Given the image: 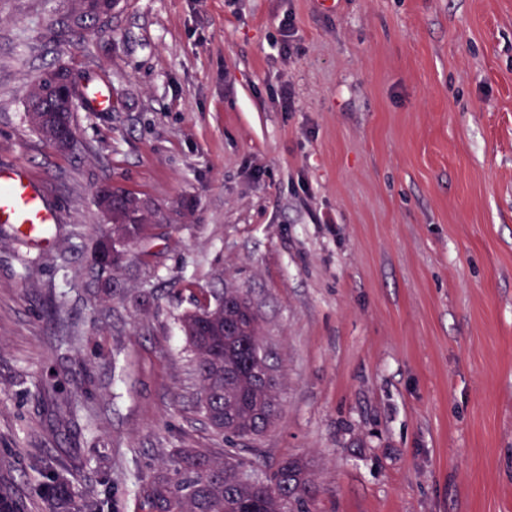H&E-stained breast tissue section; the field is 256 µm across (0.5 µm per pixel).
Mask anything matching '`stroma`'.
Masks as SVG:
<instances>
[{
	"label": "stroma",
	"instance_id": "35a3bbf8",
	"mask_svg": "<svg viewBox=\"0 0 512 512\" xmlns=\"http://www.w3.org/2000/svg\"><path fill=\"white\" fill-rule=\"evenodd\" d=\"M316 3L121 0L81 31L68 0H0V167L59 217L45 246L0 224L18 512H44V458L141 512L177 449L223 447L178 317L231 286L280 376L258 464L303 458L315 512H512V0ZM60 64L113 98L75 112L67 153L25 109ZM106 183L163 214L109 298L87 273Z\"/></svg>",
	"mask_w": 512,
	"mask_h": 512
}]
</instances>
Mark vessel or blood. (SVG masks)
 Segmentation results:
<instances>
[{"instance_id":"b4317fda","label":"vessel or blood","mask_w":512,"mask_h":512,"mask_svg":"<svg viewBox=\"0 0 512 512\" xmlns=\"http://www.w3.org/2000/svg\"><path fill=\"white\" fill-rule=\"evenodd\" d=\"M87 107L95 112L111 106L107 83L90 79L84 86ZM56 211L47 203L40 186L23 168L0 169V224L14 226L37 244H45L51 224L57 223Z\"/></svg>"}]
</instances>
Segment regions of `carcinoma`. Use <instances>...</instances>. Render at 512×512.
<instances>
[{
	"label": "carcinoma",
	"instance_id": "1",
	"mask_svg": "<svg viewBox=\"0 0 512 512\" xmlns=\"http://www.w3.org/2000/svg\"><path fill=\"white\" fill-rule=\"evenodd\" d=\"M64 22L80 20L78 28L98 24L97 15L84 8L85 0H71ZM68 93V122L85 105L82 87L66 90L57 69L43 71L33 81L26 111L38 107L54 111ZM124 227L125 239L135 244L156 237V225L132 211ZM224 305V313L207 305L182 315V330L191 353L192 370L199 381L198 412L224 434L223 448H180L167 470L154 475L141 489L147 512H313L302 459H283L256 472L248 457V442L262 435L276 418L280 401L279 375L268 361L262 322L250 291L237 289ZM47 512H87L89 503L65 480L50 478L41 485Z\"/></svg>",
	"mask_w": 512,
	"mask_h": 512
}]
</instances>
